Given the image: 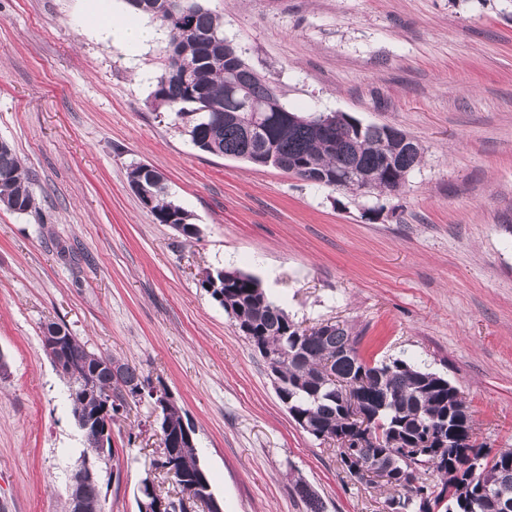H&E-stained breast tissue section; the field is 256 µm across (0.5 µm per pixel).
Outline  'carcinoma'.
I'll use <instances>...</instances> for the list:
<instances>
[{
  "instance_id": "obj_1",
  "label": "carcinoma",
  "mask_w": 512,
  "mask_h": 512,
  "mask_svg": "<svg viewBox=\"0 0 512 512\" xmlns=\"http://www.w3.org/2000/svg\"><path fill=\"white\" fill-rule=\"evenodd\" d=\"M205 0H126L134 12L160 22L167 33V64L156 77L153 103L174 114L183 132L198 150L215 156L244 159L262 164L271 152L283 171L296 166L302 169L301 179L321 187L351 192L359 191L351 176L372 173L375 188L384 190L397 184L390 172V163L413 170L422 159L423 149L392 141L388 125L361 126L355 118L343 115L331 125L317 120V115H304L288 108L280 88L250 65L244 52L224 37V19L204 5ZM269 106V112L251 129H245L238 115L247 104ZM346 180L336 183V173ZM152 181L150 212L160 224L169 216L186 228L185 238L197 234L191 214L175 204L167 193L163 175L155 169L145 173ZM0 208L13 213H27L36 208L31 180L22 169L12 145L0 142ZM221 293L213 296L224 309L239 307L254 324V343L264 347L260 355L270 360L273 374L281 385L276 389L280 400L291 398L292 417H306L316 423L325 439L341 445L339 456L347 464L344 445L356 422V412L346 403L345 385L362 390V412L367 416L370 440L355 453L370 460L378 453L394 457L399 466L402 449L418 448L430 437L437 419L448 414L452 406L464 407L466 402L458 388L448 379L402 358L368 366L359 351L345 354L343 350L358 345V337L338 323L321 325L306 332L288 314L268 298L261 282L254 276L233 270ZM68 336V367L63 377L69 387L79 389L90 381L93 389L83 391L72 402L74 418L89 424L84 431L92 448L100 447V435H106L107 455L103 463L114 459L112 423L124 410L123 389H140L151 395L155 387L141 372L127 363L89 350L77 337L56 324ZM416 469L426 473L434 469L440 481L426 485L422 477L394 476L384 482L405 494L391 497L399 501L404 512H412L414 499L426 498L439 506L438 512H484L476 503L466 511L458 483L475 481V485L495 487L509 480L500 462L484 454L482 467L473 478L448 477L449 461L435 455H421ZM181 491L197 496L193 479L202 471L196 453L179 459ZM79 494L89 503L101 501L100 481L80 484ZM308 512H323L319 497L303 484L297 485Z\"/></svg>"
}]
</instances>
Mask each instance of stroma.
<instances>
[{"label":"stroma","instance_id":"35a3bbf8","mask_svg":"<svg viewBox=\"0 0 512 512\" xmlns=\"http://www.w3.org/2000/svg\"><path fill=\"white\" fill-rule=\"evenodd\" d=\"M224 34L291 110L389 124L423 147L395 194L314 186L203 153L151 93L157 41L133 56L90 26L85 0H0V138L35 211L0 210V512H65L84 436L45 324L136 366L195 428L224 512H388L303 431L265 360L201 287L206 270L259 279L301 328L339 323L374 364L404 358L455 385L491 451L512 448V0H207ZM145 163L199 233L154 220L128 173ZM151 402L112 425L105 512H138L161 439ZM141 430L128 443L130 427Z\"/></svg>","mask_w":512,"mask_h":512}]
</instances>
